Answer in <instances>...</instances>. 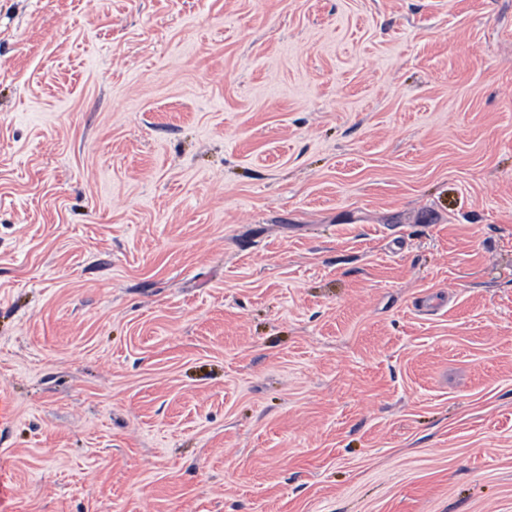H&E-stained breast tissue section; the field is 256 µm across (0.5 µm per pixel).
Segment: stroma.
<instances>
[{"mask_svg": "<svg viewBox=\"0 0 512 512\" xmlns=\"http://www.w3.org/2000/svg\"><path fill=\"white\" fill-rule=\"evenodd\" d=\"M0 512H512V0H0Z\"/></svg>", "mask_w": 512, "mask_h": 512, "instance_id": "stroma-1", "label": "stroma"}]
</instances>
